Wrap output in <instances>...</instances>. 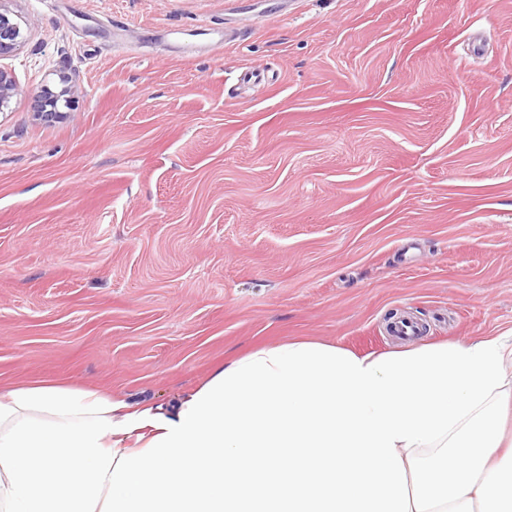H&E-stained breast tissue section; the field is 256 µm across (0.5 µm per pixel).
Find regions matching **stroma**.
Here are the masks:
<instances>
[{
	"label": "stroma",
	"mask_w": 512,
	"mask_h": 512,
	"mask_svg": "<svg viewBox=\"0 0 512 512\" xmlns=\"http://www.w3.org/2000/svg\"><path fill=\"white\" fill-rule=\"evenodd\" d=\"M0 9L25 33L0 59L1 384L167 404L288 338L397 348L401 313L424 342L512 329V0Z\"/></svg>",
	"instance_id": "35a3bbf8"
}]
</instances>
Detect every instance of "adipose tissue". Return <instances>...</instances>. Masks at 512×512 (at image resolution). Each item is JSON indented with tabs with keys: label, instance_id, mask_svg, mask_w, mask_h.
<instances>
[{
	"label": "adipose tissue",
	"instance_id": "obj_1",
	"mask_svg": "<svg viewBox=\"0 0 512 512\" xmlns=\"http://www.w3.org/2000/svg\"><path fill=\"white\" fill-rule=\"evenodd\" d=\"M512 343L291 339L174 407L0 387V512H512Z\"/></svg>",
	"mask_w": 512,
	"mask_h": 512
}]
</instances>
